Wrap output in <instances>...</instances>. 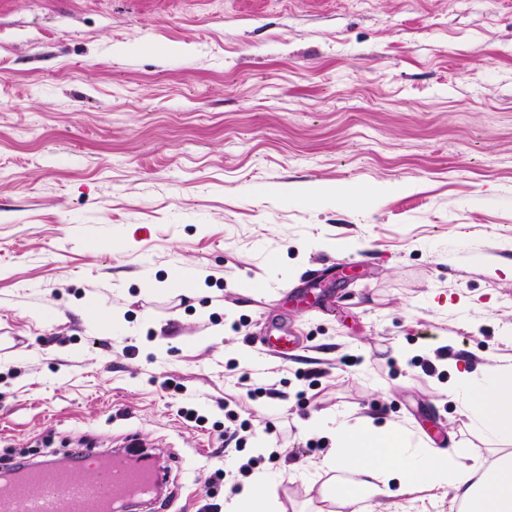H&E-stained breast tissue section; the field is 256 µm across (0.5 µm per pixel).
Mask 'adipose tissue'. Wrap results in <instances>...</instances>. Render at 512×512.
<instances>
[{
    "instance_id": "adipose-tissue-1",
    "label": "adipose tissue",
    "mask_w": 512,
    "mask_h": 512,
    "mask_svg": "<svg viewBox=\"0 0 512 512\" xmlns=\"http://www.w3.org/2000/svg\"><path fill=\"white\" fill-rule=\"evenodd\" d=\"M449 393L486 436L502 443L488 467L461 464L458 449L433 447L400 424L361 416L334 426L318 416L306 430L332 439L323 467L344 476L341 484H323L324 499L348 512H375L382 500L406 494L410 512H429L435 498L449 493L463 512H512V363L494 359L478 373L458 367Z\"/></svg>"
}]
</instances>
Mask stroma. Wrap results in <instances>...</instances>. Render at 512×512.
<instances>
[{"label":"stroma","instance_id":"obj_1","mask_svg":"<svg viewBox=\"0 0 512 512\" xmlns=\"http://www.w3.org/2000/svg\"><path fill=\"white\" fill-rule=\"evenodd\" d=\"M0 331V464L134 431L184 512H323L317 416L492 460L448 388L512 359V0H0ZM264 475L258 474L254 481L243 487L226 502L227 512H278L264 490Z\"/></svg>","mask_w":512,"mask_h":512}]
</instances>
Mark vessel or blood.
Returning a JSON list of instances; mask_svg holds the SVG:
<instances>
[{
    "instance_id": "vessel-or-blood-1",
    "label": "vessel or blood",
    "mask_w": 512,
    "mask_h": 512,
    "mask_svg": "<svg viewBox=\"0 0 512 512\" xmlns=\"http://www.w3.org/2000/svg\"><path fill=\"white\" fill-rule=\"evenodd\" d=\"M78 455L88 477H77L55 457H41L0 483V512H181L177 492L165 488L168 463L142 467L92 444Z\"/></svg>"
}]
</instances>
